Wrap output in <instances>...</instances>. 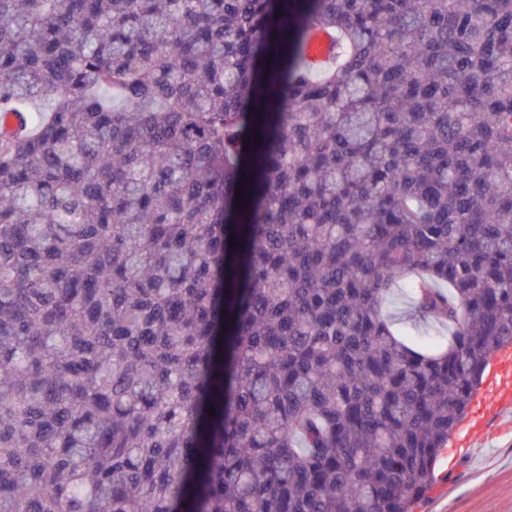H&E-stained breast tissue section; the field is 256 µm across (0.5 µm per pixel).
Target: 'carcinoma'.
Instances as JSON below:
<instances>
[{
  "label": "carcinoma",
  "mask_w": 512,
  "mask_h": 512,
  "mask_svg": "<svg viewBox=\"0 0 512 512\" xmlns=\"http://www.w3.org/2000/svg\"><path fill=\"white\" fill-rule=\"evenodd\" d=\"M508 345L512 0H0V512H413ZM300 53L308 70L334 65L341 53V43L325 30L314 28L305 37ZM405 307V298L397 297L395 303L390 308V310L395 314L396 327L410 333L414 338L419 337L428 340L448 342L450 336H448L447 328H443L435 324H422L410 321L405 316H401ZM400 317L401 319H399Z\"/></svg>",
  "instance_id": "obj_1"
}]
</instances>
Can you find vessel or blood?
Masks as SVG:
<instances>
[{"label": "vessel or blood", "instance_id": "b4317fda", "mask_svg": "<svg viewBox=\"0 0 512 512\" xmlns=\"http://www.w3.org/2000/svg\"><path fill=\"white\" fill-rule=\"evenodd\" d=\"M300 53L307 68L313 70L335 64L341 43L325 30L315 28L305 37ZM471 406L465 433L454 445L456 453L470 456L492 431L512 430V349L497 352L488 381L473 392Z\"/></svg>", "mask_w": 512, "mask_h": 512}]
</instances>
